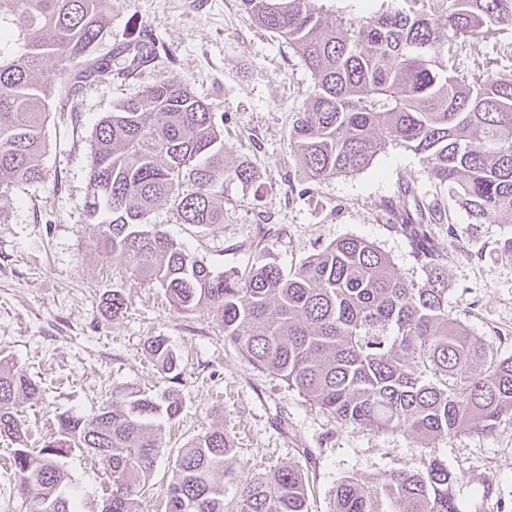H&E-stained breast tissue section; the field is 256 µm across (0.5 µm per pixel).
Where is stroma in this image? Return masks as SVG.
Here are the masks:
<instances>
[{
    "mask_svg": "<svg viewBox=\"0 0 512 512\" xmlns=\"http://www.w3.org/2000/svg\"><path fill=\"white\" fill-rule=\"evenodd\" d=\"M150 30L172 56L157 55L132 75H121L122 44ZM95 57L110 60L114 75L87 84L77 100V123L55 122L41 163L46 177L0 193V353L36 382L42 398L24 404L31 442L41 447L57 414L91 416L113 390L138 385L160 392L172 385L147 351L162 336L182 358L176 385L182 411L171 430L178 443L223 426L233 438V468L292 465L310 485V512H331L338 483L365 485L391 470L439 458L460 478L461 512H512V415L489 436L458 432L429 441L398 429L344 426L273 375L255 369L225 342L222 328L200 310H173L157 285L133 276L97 245L88 221V164L92 132L119 101L137 98L160 78L189 85L224 117V158L249 162L251 181L224 185V221L204 232L177 223L167 204L151 221L194 251L211 270L249 261L296 266L315 249L350 236L385 252L395 272L423 273L407 243L390 229L389 201L406 179L419 197H435L422 155L386 147L364 170L314 182L291 154V116L314 80L288 42L254 23L239 0H112L110 23ZM460 74L492 69L512 73V28L485 38L480 53H460ZM436 243L448 253V313L489 354L512 357V257L500 251L512 221L471 225L467 212L449 208ZM456 227L458 249L448 246ZM121 289L127 308L119 319L101 310L103 293ZM82 512H99L110 489L100 463L75 453L63 460Z\"/></svg>",
    "mask_w": 512,
    "mask_h": 512,
    "instance_id": "obj_1",
    "label": "stroma"
}]
</instances>
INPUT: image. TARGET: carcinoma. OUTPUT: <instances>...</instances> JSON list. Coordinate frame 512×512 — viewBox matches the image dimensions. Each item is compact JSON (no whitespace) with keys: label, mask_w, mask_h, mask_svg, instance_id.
Instances as JSON below:
<instances>
[{"label":"carcinoma","mask_w":512,"mask_h":512,"mask_svg":"<svg viewBox=\"0 0 512 512\" xmlns=\"http://www.w3.org/2000/svg\"><path fill=\"white\" fill-rule=\"evenodd\" d=\"M442 16L395 9L329 20L316 0H240L274 37L288 40L314 79V92L289 129L299 168L317 179L365 169L388 145L423 156L440 197L426 203L405 182L393 231L412 247L420 281L398 275L373 243L345 237L285 270L251 263L216 275L151 224L170 205L180 224L224 223V183L252 178L224 164V128L190 86L163 77L124 100L96 126L90 156L89 220L112 259L165 291L173 309H206L224 339L345 425L406 429L428 440L460 431L488 436L512 414V357L486 346L448 315L447 256L434 227L450 200L473 224L512 218V74L457 72L456 39L480 49L491 32L512 27V0H437ZM110 0H0V19L16 15L25 51L0 58V189L38 183L47 129L91 81L112 79L93 58ZM126 68L155 56L158 43L124 47ZM53 75L42 78L46 62ZM116 320L127 303L102 295ZM157 366L179 379V358L161 336L147 341ZM41 386L0 358V436L12 449V474L25 512H81L61 459L78 451L99 459L111 483V512H143V490L163 451L162 427L178 417L174 389L112 393L86 418L56 416L52 440L29 445L20 404ZM233 441L214 429L178 450L164 512H308L309 484L284 465L238 471ZM460 477L434 458L392 470L375 486L353 476L336 486L332 512H460ZM234 487L232 496L227 486Z\"/></svg>","instance_id":"1"}]
</instances>
